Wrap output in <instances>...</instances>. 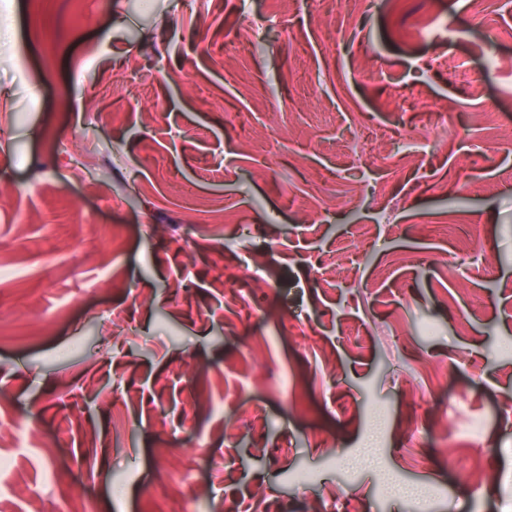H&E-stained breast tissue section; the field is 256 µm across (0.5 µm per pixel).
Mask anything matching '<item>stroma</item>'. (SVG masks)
Returning <instances> with one entry per match:
<instances>
[{
	"label": "stroma",
	"mask_w": 512,
	"mask_h": 512,
	"mask_svg": "<svg viewBox=\"0 0 512 512\" xmlns=\"http://www.w3.org/2000/svg\"><path fill=\"white\" fill-rule=\"evenodd\" d=\"M77 72L93 104L69 97ZM504 126L512 0H9L0 512H312L341 481L367 512H413L398 483L428 512H512ZM362 130L380 150L363 165ZM80 213L105 238L75 236ZM246 247L272 290L219 287ZM73 400L83 430L55 431ZM379 419L378 468L343 472ZM475 463L494 491L459 483Z\"/></svg>",
	"instance_id": "obj_1"
}]
</instances>
